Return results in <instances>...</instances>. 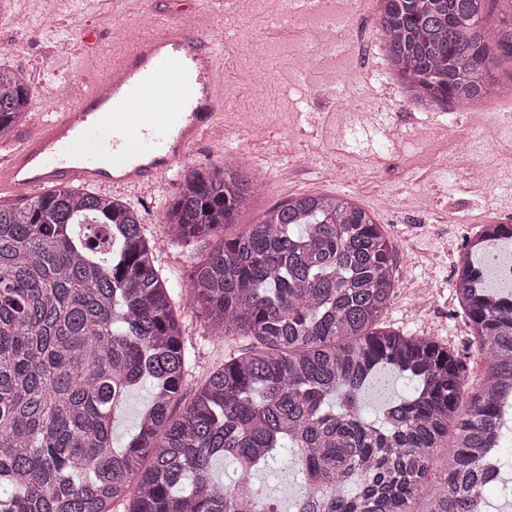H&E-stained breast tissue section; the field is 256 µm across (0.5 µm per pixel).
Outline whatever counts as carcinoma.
<instances>
[{
	"instance_id": "carcinoma-1",
	"label": "carcinoma",
	"mask_w": 512,
	"mask_h": 512,
	"mask_svg": "<svg viewBox=\"0 0 512 512\" xmlns=\"http://www.w3.org/2000/svg\"><path fill=\"white\" fill-rule=\"evenodd\" d=\"M485 2L378 0L403 93L450 109L501 90L491 71L512 61V0H492L508 20L495 28ZM32 97L0 66V138ZM257 196L234 163L197 166L163 214L176 242L218 239L179 288L210 336L251 341L176 416L186 338L138 213L68 186L0 205V512H278L252 475L292 459L295 512H474L487 464L500 472L512 294L481 287L473 256L512 224L480 225L460 257L454 299L485 362L468 391L458 351L381 322L396 260L369 211L305 194L224 237ZM381 371L413 387L371 419L362 396ZM143 381L150 402L116 447V410ZM224 458L228 484L212 476Z\"/></svg>"
}]
</instances>
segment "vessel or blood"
Returning <instances> with one entry per match:
<instances>
[{"mask_svg":"<svg viewBox=\"0 0 512 512\" xmlns=\"http://www.w3.org/2000/svg\"><path fill=\"white\" fill-rule=\"evenodd\" d=\"M176 21L120 44L117 58L75 104L37 117L8 161L0 186L33 193L78 182L118 191L153 187L221 124L224 53Z\"/></svg>","mask_w":512,"mask_h":512,"instance_id":"1","label":"vessel or blood"}]
</instances>
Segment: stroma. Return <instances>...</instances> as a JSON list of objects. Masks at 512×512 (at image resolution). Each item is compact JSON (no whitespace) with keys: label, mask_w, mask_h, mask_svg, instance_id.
I'll return each instance as SVG.
<instances>
[{"label":"stroma","mask_w":512,"mask_h":512,"mask_svg":"<svg viewBox=\"0 0 512 512\" xmlns=\"http://www.w3.org/2000/svg\"><path fill=\"white\" fill-rule=\"evenodd\" d=\"M113 0H63L61 22L54 27L33 26L24 30L0 20V65L20 71L35 90L30 113L43 109L40 94L55 75L67 76L71 96L88 88L113 58L109 38L117 17ZM320 27L317 16L293 17L278 25L267 21L266 0H246L244 21L233 30L237 53L232 80L221 90L234 107L225 113L228 126L245 124L251 101L259 95L272 99L266 120L272 146L232 139L229 147L203 141L184 167L176 168L147 195L126 197L125 202L142 216L144 233L154 248L160 274L174 283L187 280L195 264L211 249V241L184 246L164 231L162 214L176 194L185 168L198 164L223 165L225 157L262 181L260 196L240 214L226 235L241 225L261 222L264 213L288 198L311 193L343 194L370 210L383 224L397 263L398 285L383 316L385 325L412 336H431L449 347L468 353V381L476 383L484 362L471 355L470 329L459 314L452 294L457 263L463 253L462 233L479 224L505 217L512 224V176L503 177L481 195L471 177H433L427 192L433 211L420 207L392 206L391 194L409 188L413 179L431 167L429 150L412 152L404 138L413 127L449 123L445 112L422 113L400 107V93L390 101V122L398 123L403 135L389 150L380 147L381 134L372 126L354 122L357 111L374 106L375 97L364 83V73L382 60L377 44L366 51L353 50L329 58L339 78L336 91L318 89V75L302 83L295 73L293 51L314 41ZM311 153L316 161L308 170H294L295 156ZM339 166L338 179L326 180L322 165ZM430 281L425 295H417L415 283ZM175 306L188 337L189 375L182 394L190 399L200 380L238 355L248 345L240 336L216 340L189 305L188 297L175 293Z\"/></svg>","instance_id":"1"}]
</instances>
